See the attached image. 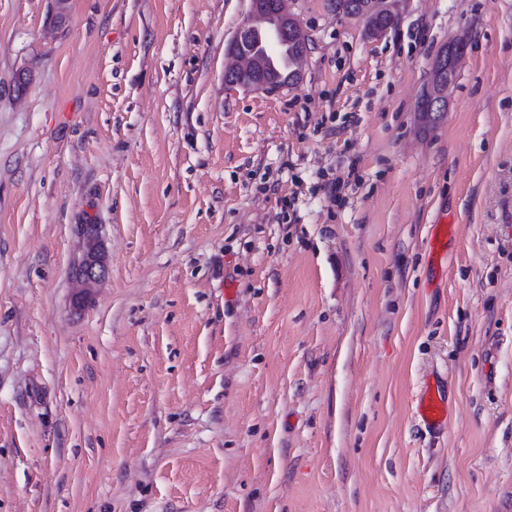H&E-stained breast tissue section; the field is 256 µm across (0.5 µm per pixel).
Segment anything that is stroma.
Listing matches in <instances>:
<instances>
[{
	"label": "stroma",
	"instance_id": "35a3bbf8",
	"mask_svg": "<svg viewBox=\"0 0 512 512\" xmlns=\"http://www.w3.org/2000/svg\"><path fill=\"white\" fill-rule=\"evenodd\" d=\"M287 4L264 92L251 0H0V512H512V0ZM285 0H279L276 7L277 20L273 23H266L262 20H257L259 25L255 28L260 34V27L265 26L273 36L274 42L280 45L283 41L292 38L295 42L306 44L302 35V28L298 18L288 11ZM257 32L251 36L250 46L255 49V55L246 51L242 44V34L234 40L230 46V53L235 58L236 64L233 66L235 75L240 79V82L246 86L252 87L257 90L267 89L270 90V84L266 81L265 77L260 74L263 69L265 60L257 56H262L264 52V44ZM231 67L224 73V79L230 84H234L233 74ZM351 1L352 0H336V12L347 14V16L358 20H365L368 14L383 15L376 17L373 21L376 28L383 29L374 35L376 37L384 35L387 31V29L384 28L388 26V20L384 16L389 17L391 21L395 20L393 12L395 0H369L366 11L354 9V5ZM416 417L432 433H440L448 424V404L438 388L427 387L416 399Z\"/></svg>",
	"mask_w": 512,
	"mask_h": 512
}]
</instances>
